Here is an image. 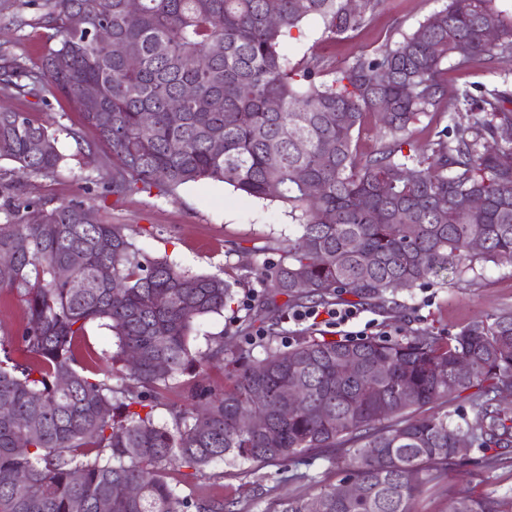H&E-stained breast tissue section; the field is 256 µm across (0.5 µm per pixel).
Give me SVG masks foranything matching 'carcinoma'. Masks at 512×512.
Segmentation results:
<instances>
[{"instance_id":"1","label":"carcinoma","mask_w":512,"mask_h":512,"mask_svg":"<svg viewBox=\"0 0 512 512\" xmlns=\"http://www.w3.org/2000/svg\"><path fill=\"white\" fill-rule=\"evenodd\" d=\"M48 2L56 44L41 74L6 58L0 86L68 99L112 152L106 182L114 194L215 180L288 206L299 237L278 259L255 264L274 295L318 305L345 294L383 300L450 268L512 255V142L496 139L512 126V89H486L475 106L467 90L448 93L442 69L448 59L458 68L512 64V15L495 0H445L342 68L320 57L293 63L284 41L310 17L329 39L354 33L382 0H359L355 10L347 0H139L134 12L127 0ZM104 24L127 57L95 40ZM487 27L500 33L493 45ZM88 84L101 90L94 111L81 101ZM186 87L195 95L183 100ZM463 110L482 116L438 131L431 156L409 139L421 117ZM368 123L381 144L360 156ZM58 140L59 130L29 113L0 111V161L53 177L65 161ZM472 195L484 197L482 208L468 207ZM33 209L43 223L29 222ZM0 216V264L11 268L0 291L26 310L19 340L0 338V403L12 407L0 415V512H224L223 502L195 500L169 482V471L269 464L322 448L347 457L346 478L364 490L338 503L335 487L316 488L325 512H414L436 472L456 463L459 437L479 448L512 446V410L498 401L512 387L511 312L473 321L446 345L424 333L404 343L269 346L264 357L237 362L231 387L200 380L188 404L171 406L179 376L224 360L223 340L194 351L191 337L233 301V285L147 254L125 225L104 222L81 201L9 196ZM476 238L485 242L479 251ZM94 323L117 339L105 369L77 349ZM350 353L360 359L355 371L344 368ZM461 363L469 373L459 377ZM290 377L301 389L286 413L280 387ZM258 390L264 399H254ZM468 391L479 401L473 426L446 412L417 416ZM162 406L169 424L155 419ZM129 484L134 497L118 492ZM449 512H512V501L461 493Z\"/></svg>"}]
</instances>
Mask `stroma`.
Listing matches in <instances>:
<instances>
[{"mask_svg":"<svg viewBox=\"0 0 512 512\" xmlns=\"http://www.w3.org/2000/svg\"><path fill=\"white\" fill-rule=\"evenodd\" d=\"M444 0H382L366 25L345 39L326 40L322 20L311 18L300 32L287 38L285 51L291 61L319 56L342 67L362 50L376 47L385 31H410L440 10ZM46 0H0V55L16 58L29 68L40 66L51 45L46 24ZM449 87L490 88L507 74L494 73L488 63L467 70L443 64ZM0 104L30 113L51 128L64 129L60 147L68 157L57 175L32 176L21 180L24 196L59 204L81 199L99 210L104 220L126 225L128 233L148 254L169 256L192 273L215 274L235 284L236 301L223 314L204 319L193 342L203 350L214 339L224 341V360L210 365L207 385L231 386L229 373L241 356L263 357L262 344L251 337L257 306L268 290L258 281L254 266L274 258L282 243L299 233L298 224L279 203L245 198L220 182L202 181L182 186L170 194L153 186L142 191L115 195L103 188V177L112 164L109 148L81 114L59 95L39 99L0 88ZM358 316L336 325L327 315L312 323L284 322L279 312L267 309L263 327L284 347L301 339L384 337L406 341L423 332L441 338L458 333L474 320L502 311L512 312V261L476 267L464 273L432 280L399 290L386 302H357ZM348 461L329 450H310L264 466L217 462L205 474L183 477L171 471V482L199 497L223 501L226 512H269L274 501L310 496L316 485H335L345 477ZM512 499V448L483 450L470 447L456 465L426 488L415 512H448L454 497Z\"/></svg>","mask_w":512,"mask_h":512,"instance_id":"stroma-1","label":"stroma"}]
</instances>
